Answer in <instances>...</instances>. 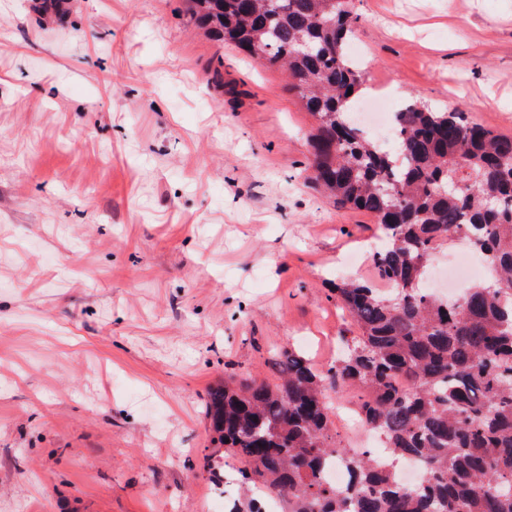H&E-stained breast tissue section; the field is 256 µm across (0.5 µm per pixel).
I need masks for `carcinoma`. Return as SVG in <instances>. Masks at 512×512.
Wrapping results in <instances>:
<instances>
[{
	"label": "carcinoma",
	"instance_id": "carcinoma-1",
	"mask_svg": "<svg viewBox=\"0 0 512 512\" xmlns=\"http://www.w3.org/2000/svg\"><path fill=\"white\" fill-rule=\"evenodd\" d=\"M186 2L194 23L288 72L318 120L309 178L385 233L374 279L330 288L358 330L334 364L288 349L269 361L277 382L232 374L209 390L204 469L216 478L217 460L235 456L239 481L260 483L285 512H512V135L412 98L395 112V150L382 149L351 118L365 80L347 53L363 23L350 0ZM456 241L490 277L444 302L422 282ZM345 389L366 394L357 413L392 462L423 466L420 484L331 442L326 394ZM338 463L351 483L324 479Z\"/></svg>",
	"mask_w": 512,
	"mask_h": 512
}]
</instances>
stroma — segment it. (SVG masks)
<instances>
[{
    "instance_id": "1",
    "label": "stroma",
    "mask_w": 512,
    "mask_h": 512,
    "mask_svg": "<svg viewBox=\"0 0 512 512\" xmlns=\"http://www.w3.org/2000/svg\"><path fill=\"white\" fill-rule=\"evenodd\" d=\"M0 0V512H249L204 470L208 389L318 368L374 217L308 178L285 73L185 0ZM371 94L512 134V0H352Z\"/></svg>"
}]
</instances>
